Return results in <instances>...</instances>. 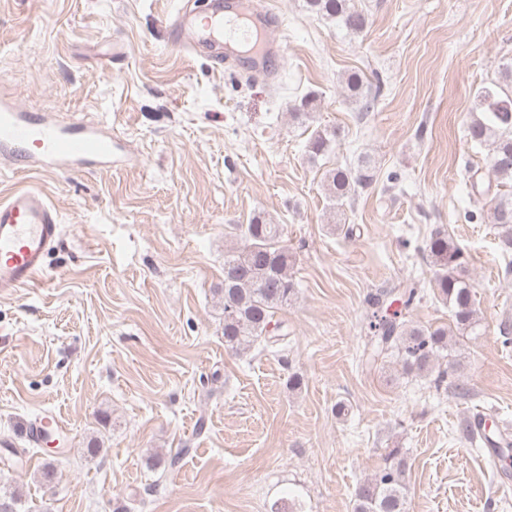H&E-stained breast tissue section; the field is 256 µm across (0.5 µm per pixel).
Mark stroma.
Masks as SVG:
<instances>
[{"instance_id":"35a3bbf8","label":"stroma","mask_w":512,"mask_h":512,"mask_svg":"<svg viewBox=\"0 0 512 512\" xmlns=\"http://www.w3.org/2000/svg\"><path fill=\"white\" fill-rule=\"evenodd\" d=\"M352 2L360 32L306 0H268L285 46L269 80L172 46L193 0H0V97L105 122L126 148L109 168L0 169V199L34 187L62 227L39 286L0 294V433L21 436L45 409L70 424L65 447L0 465L18 512H354L357 483L394 447L409 512H512V471L453 432L480 409L512 420L499 335L512 269L488 197L463 185L469 166L493 178L489 148L465 130L477 90L512 83V0ZM309 93L314 109L296 115ZM325 128L340 139L310 159ZM361 160L379 182L334 209L324 172ZM257 215L284 225L295 255L280 356L224 348L216 290L242 245L228 227ZM439 230L476 291L478 335L438 363L464 399L433 374L361 361L375 289L419 277L428 293L410 321L451 325L424 250Z\"/></svg>"}]
</instances>
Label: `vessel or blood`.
<instances>
[{"label":"vessel or blood","mask_w":512,"mask_h":512,"mask_svg":"<svg viewBox=\"0 0 512 512\" xmlns=\"http://www.w3.org/2000/svg\"><path fill=\"white\" fill-rule=\"evenodd\" d=\"M271 10L257 0H213L204 14L183 12L174 22L175 47L196 52L253 46L249 61L259 74L272 75L284 48L270 39ZM124 152L123 145L102 124L80 118L47 120L0 100V160L27 170L69 171L83 165H109ZM61 235L55 208L34 188L13 190L0 199V294L35 284L45 268V256ZM473 430L493 453L512 446V425L494 414H477ZM69 427L47 411L29 426L26 438L33 447L49 436L67 434Z\"/></svg>","instance_id":"vessel-or-blood-1"}]
</instances>
